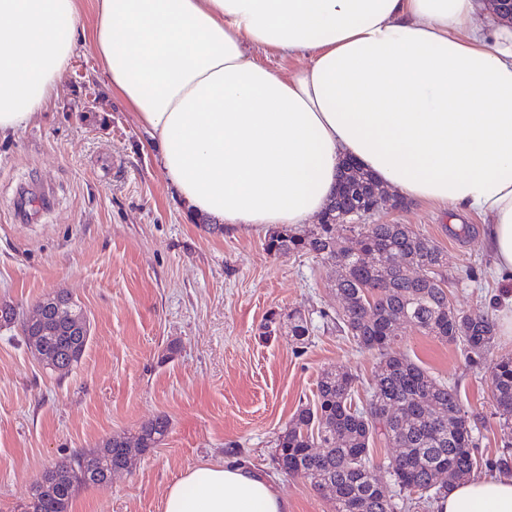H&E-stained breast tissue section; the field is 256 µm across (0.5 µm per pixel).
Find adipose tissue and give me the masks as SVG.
Returning <instances> with one entry per match:
<instances>
[{
    "label": "adipose tissue",
    "mask_w": 512,
    "mask_h": 512,
    "mask_svg": "<svg viewBox=\"0 0 512 512\" xmlns=\"http://www.w3.org/2000/svg\"><path fill=\"white\" fill-rule=\"evenodd\" d=\"M81 47L192 214L307 223L352 159L400 196L486 217L512 282V21L493 0H0V137L39 120ZM258 50L310 61L285 76ZM434 510L512 512V474L471 476ZM163 512L288 502L227 461L184 473Z\"/></svg>",
    "instance_id": "obj_1"
}]
</instances>
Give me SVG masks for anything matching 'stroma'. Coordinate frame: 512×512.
I'll return each instance as SVG.
<instances>
[{"label": "stroma", "mask_w": 512, "mask_h": 512, "mask_svg": "<svg viewBox=\"0 0 512 512\" xmlns=\"http://www.w3.org/2000/svg\"><path fill=\"white\" fill-rule=\"evenodd\" d=\"M366 224H407L441 248L453 306L499 315L504 285L483 247V219L413 200L383 205ZM164 177L149 137L105 89L103 66L78 50L57 98L35 124L0 140V302L30 313L62 290L90 321L88 349L65 377L0 327V512H21L47 467L158 414L171 429L128 471L83 488L71 512H162L188 469L244 459L291 512H332L328 493L274 462L275 440L313 403L323 370L369 379L375 353L339 331L332 269L309 255H270L269 230L209 229ZM310 318L299 344L286 319ZM281 319L264 336L269 313ZM400 349L455 386L478 453L512 471V427L493 413L486 365L461 345L413 327Z\"/></svg>", "instance_id": "stroma-1"}]
</instances>
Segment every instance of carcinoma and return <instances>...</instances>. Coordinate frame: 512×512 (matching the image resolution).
<instances>
[{"label": "carcinoma", "instance_id": "carcinoma-1", "mask_svg": "<svg viewBox=\"0 0 512 512\" xmlns=\"http://www.w3.org/2000/svg\"><path fill=\"white\" fill-rule=\"evenodd\" d=\"M380 184L359 168L338 190L323 224L301 234L292 228L272 231L265 249L273 256L310 254L333 268L332 287L344 306L336 320L363 349L379 356L366 401L355 400L357 378L338 367L320 375L315 400L297 410L278 435L274 462L285 474L308 480L319 490L332 484L333 512H405L413 494L428 501L468 478L480 466L473 427L457 390L431 376L398 349L400 326L410 324L424 333L464 347L469 359L484 363L496 335L487 312L460 311L448 298L442 273L443 252L435 242L407 224H355L342 212L366 205ZM345 227L351 236L336 237ZM420 269L409 278L406 268ZM50 306L54 331L38 335L20 320L27 348L36 347L69 373L81 362L89 337L72 339L67 319L82 307L59 291ZM311 320L300 312L288 315V329L298 341L310 335ZM494 415L512 423V354L489 365ZM170 419L157 415L144 422L136 436L139 452L158 447L168 435ZM382 441L399 453L383 463L389 483H369L373 446ZM127 436L114 434L54 463L35 483L24 512H70L81 488L107 480L126 465ZM311 448L323 452L312 455Z\"/></svg>", "mask_w": 512, "mask_h": 512}]
</instances>
